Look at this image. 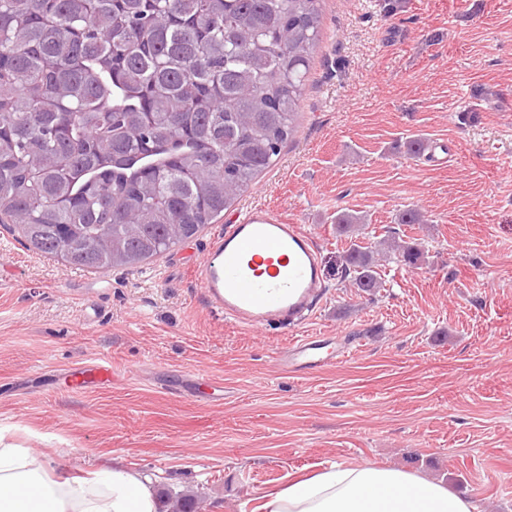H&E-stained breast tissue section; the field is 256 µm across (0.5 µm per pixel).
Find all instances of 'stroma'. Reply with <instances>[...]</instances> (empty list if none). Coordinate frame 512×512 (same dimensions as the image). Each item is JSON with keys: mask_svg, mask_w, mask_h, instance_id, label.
I'll use <instances>...</instances> for the list:
<instances>
[{"mask_svg": "<svg viewBox=\"0 0 512 512\" xmlns=\"http://www.w3.org/2000/svg\"><path fill=\"white\" fill-rule=\"evenodd\" d=\"M299 127L223 218L137 267L64 266L0 224V433L69 476L118 461L202 512H253L315 466L401 467L512 512V0H323ZM447 140L432 167L408 141ZM263 205L312 234L326 287L299 327L246 330L190 273L224 224ZM418 210L421 224L398 216ZM422 252L351 288L336 213ZM331 336L311 377L280 350ZM107 359L110 387L48 391L49 370ZM224 382L204 406L190 375Z\"/></svg>", "mask_w": 512, "mask_h": 512, "instance_id": "1", "label": "stroma"}]
</instances>
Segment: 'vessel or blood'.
<instances>
[{"instance_id": "vessel-or-blood-1", "label": "vessel or blood", "mask_w": 512, "mask_h": 512, "mask_svg": "<svg viewBox=\"0 0 512 512\" xmlns=\"http://www.w3.org/2000/svg\"><path fill=\"white\" fill-rule=\"evenodd\" d=\"M192 275L225 320L244 329L294 327L314 311L323 277L314 239L267 207H254L225 225ZM324 339L300 336L279 354L289 372L313 375L332 363L322 354ZM111 364L71 369L67 387L84 391L111 385Z\"/></svg>"}]
</instances>
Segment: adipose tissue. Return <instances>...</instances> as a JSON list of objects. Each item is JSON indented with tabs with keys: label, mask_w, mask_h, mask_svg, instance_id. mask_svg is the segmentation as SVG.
I'll return each mask as SVG.
<instances>
[{
	"label": "adipose tissue",
	"mask_w": 512,
	"mask_h": 512,
	"mask_svg": "<svg viewBox=\"0 0 512 512\" xmlns=\"http://www.w3.org/2000/svg\"><path fill=\"white\" fill-rule=\"evenodd\" d=\"M259 512H474L470 499L403 468L327 463L263 494ZM0 512H161L145 472L101 467L79 480L51 476L41 455L0 438Z\"/></svg>",
	"instance_id": "adipose-tissue-1"
}]
</instances>
